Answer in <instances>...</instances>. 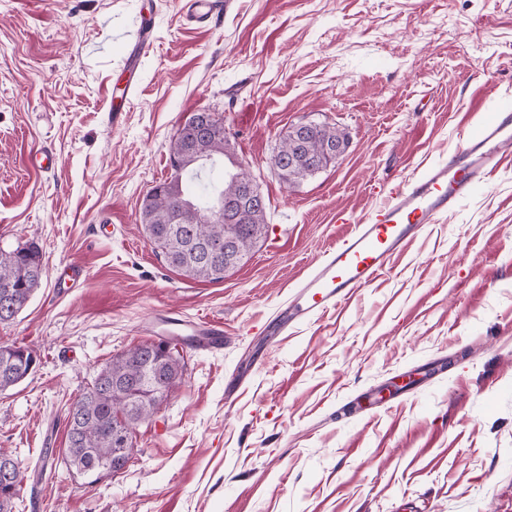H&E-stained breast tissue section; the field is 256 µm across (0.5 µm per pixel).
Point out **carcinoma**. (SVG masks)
I'll return each mask as SVG.
<instances>
[{
  "label": "carcinoma",
  "mask_w": 512,
  "mask_h": 512,
  "mask_svg": "<svg viewBox=\"0 0 512 512\" xmlns=\"http://www.w3.org/2000/svg\"><path fill=\"white\" fill-rule=\"evenodd\" d=\"M206 129L185 139L175 136L169 162L180 190L171 194L168 182L153 186L147 196L150 205L142 207L141 222L150 244L166 263L183 276L200 281L220 282L252 252L266 233V202L259 201L247 211L241 222L234 213L224 214V223L180 224L182 239L172 236L174 214L198 211L188 194L193 187L200 195L210 193V184L196 183L191 174L206 163L224 160L222 187L213 208L239 197L244 167L234 159L230 140L223 136L224 123L212 113L206 115ZM347 147L345 134L324 123H310L306 136L291 126L280 138L272 166L282 165L279 178L288 185L306 179L298 177L285 160L296 163L315 175L336 161L341 152L326 154L324 144ZM44 276L42 256L34 243L11 251L0 249V324L14 320L41 286ZM37 360L35 351L26 346H0V390L23 382L29 375V363ZM183 376L180 354L169 341L138 344L114 357L98 373L91 387L80 393L66 413V461L76 474L93 484L100 479L96 469L112 465V457L123 451L130 460L132 442L121 434H132L157 409L169 390ZM24 481V473L12 452L0 448V512H12L13 500Z\"/></svg>",
  "instance_id": "cac0c4a2"
}]
</instances>
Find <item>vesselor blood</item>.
<instances>
[{"mask_svg": "<svg viewBox=\"0 0 512 512\" xmlns=\"http://www.w3.org/2000/svg\"><path fill=\"white\" fill-rule=\"evenodd\" d=\"M221 0H185L188 23L203 26L219 12ZM154 40V22L140 18L136 35L126 42L124 68L136 74L144 51ZM512 148V111L494 113L481 130L468 136L448 158L417 178L406 179L389 191L385 200L354 219L351 231L325 251L299 280L294 293L280 308L272 335L309 322L315 315L336 308L358 291L370 286L394 257L418 238L476 187L487 185ZM173 325L193 337L196 348L212 350L224 343V326L211 319Z\"/></svg>", "mask_w": 512, "mask_h": 512, "instance_id": "obj_1", "label": "vessel or blood"}]
</instances>
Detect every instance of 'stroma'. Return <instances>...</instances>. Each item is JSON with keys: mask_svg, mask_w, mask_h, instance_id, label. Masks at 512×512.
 <instances>
[{"mask_svg": "<svg viewBox=\"0 0 512 512\" xmlns=\"http://www.w3.org/2000/svg\"><path fill=\"white\" fill-rule=\"evenodd\" d=\"M139 83L120 64L141 14ZM130 91L120 122L112 97ZM512 108V0H235L205 28L182 0H0V249L37 243L45 276L0 325L37 366L0 391V448L27 473L13 512H512V166L427 225L348 303L265 332L300 276L387 187ZM222 119L268 205L223 281L186 278L141 223L192 113ZM344 131L336 163L290 186L289 127ZM52 153L41 172L31 155ZM85 275L57 281L63 265ZM223 322L137 426L122 471L64 461L65 414L111 357L161 341V314ZM264 366H254L257 354ZM435 367L392 408L384 384Z\"/></svg>", "mask_w": 512, "mask_h": 512, "instance_id": "stroma-1", "label": "stroma"}]
</instances>
